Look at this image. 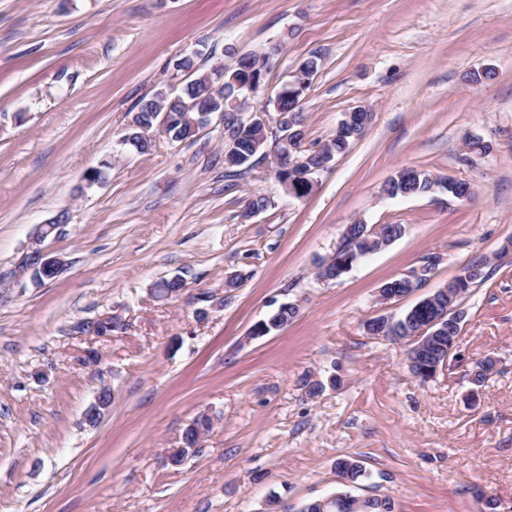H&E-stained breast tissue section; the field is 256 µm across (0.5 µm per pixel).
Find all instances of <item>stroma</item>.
Segmentation results:
<instances>
[{
	"instance_id": "stroma-1",
	"label": "stroma",
	"mask_w": 512,
	"mask_h": 512,
	"mask_svg": "<svg viewBox=\"0 0 512 512\" xmlns=\"http://www.w3.org/2000/svg\"><path fill=\"white\" fill-rule=\"evenodd\" d=\"M278 39L253 104L317 56L304 149L353 108L371 113L306 197L276 178L272 139L226 177L216 120L192 142L123 143L136 102L178 83L183 53L230 67ZM105 162L106 181L88 184ZM406 167L477 196H383ZM252 194L271 205L245 220ZM52 221L41 247L62 269L14 285ZM358 221L403 234L316 280ZM429 256L441 262L425 275ZM475 259L487 278L461 299L460 359L421 381L363 323L404 315ZM230 273L242 281L228 294ZM420 274L417 291L380 301L384 283ZM175 276L181 294L156 300ZM289 302L293 322L253 335ZM111 314L126 330L83 331ZM89 349L99 359L81 365ZM105 386L112 404L89 424ZM202 411L217 422L201 451L167 465ZM341 458L367 473L352 495L396 512H481L485 497L512 512V0H0V512H300L341 490Z\"/></svg>"
}]
</instances>
